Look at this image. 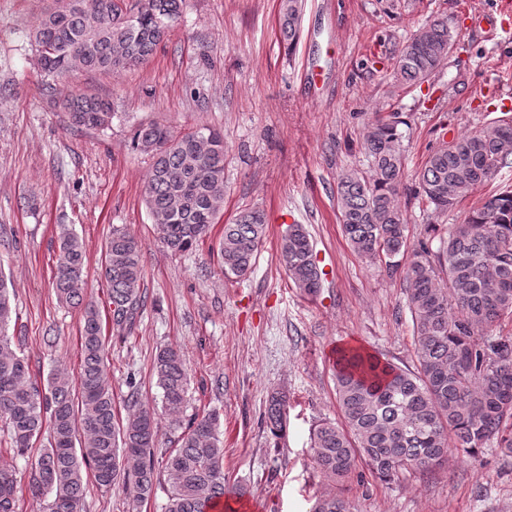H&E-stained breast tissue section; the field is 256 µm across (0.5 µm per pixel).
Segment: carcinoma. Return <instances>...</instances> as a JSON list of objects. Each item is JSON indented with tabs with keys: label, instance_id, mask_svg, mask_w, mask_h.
<instances>
[{
	"label": "carcinoma",
	"instance_id": "carcinoma-1",
	"mask_svg": "<svg viewBox=\"0 0 512 512\" xmlns=\"http://www.w3.org/2000/svg\"><path fill=\"white\" fill-rule=\"evenodd\" d=\"M185 0H55L33 31L36 58L53 89L74 71L120 72L145 64L180 18ZM299 0H283L280 37H298ZM456 37L438 16L403 44L394 77L412 86L435 73ZM69 123L104 129L112 104L72 94L65 99ZM400 114H376L364 135L371 174L355 169L337 177L336 198L343 233L359 255L403 269L406 306L414 329L415 367L409 369L348 347L336 355V398L341 423L313 430L316 469L337 489L320 496L311 512H351L343 486L364 464L390 477L402 470L430 471L455 448L469 457L495 447L512 454V336L492 327L512 318V190L486 199L448 227L439 246L410 249L398 206L405 158ZM512 122L500 121L432 152L418 174L425 206L445 214L472 188L512 166ZM134 150L152 158L144 201L165 247L185 252L203 240L224 201V133L215 128L176 135L167 127L140 125ZM258 208L224 225L219 245L226 278H243L265 235ZM279 259L294 287L307 296L321 288L309 235L291 224L281 238ZM86 253L66 226L58 235L53 286L59 302L82 312V364L76 378L53 372L40 386L8 329L17 316L15 295L0 271V430L14 455L28 459L31 495L45 512H82L86 472L106 492L119 487L141 504L154 495L158 475L168 489L163 512H213L221 502L247 494L224 482L221 414L211 409L191 418L176 447L158 455L156 409L130 396L125 422L115 419L108 351L98 307L85 297ZM102 270L108 285L113 328L132 329L144 306L143 263L137 241L112 228ZM162 391L161 413L180 423L188 373L180 351L165 347L153 362ZM287 394L271 393L264 418L275 437L287 426ZM39 447L28 458L29 450ZM17 472L0 468V512H16Z\"/></svg>",
	"mask_w": 512,
	"mask_h": 512
}]
</instances>
